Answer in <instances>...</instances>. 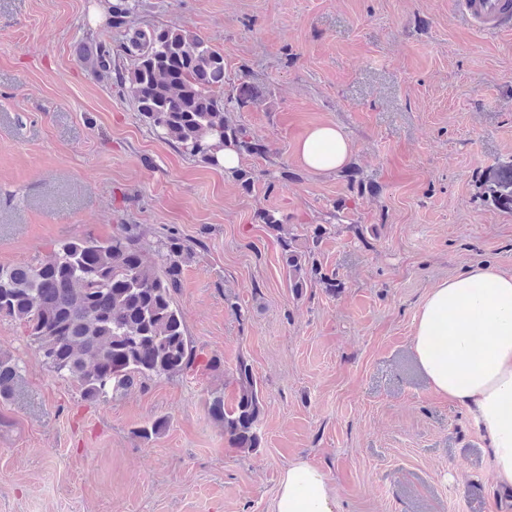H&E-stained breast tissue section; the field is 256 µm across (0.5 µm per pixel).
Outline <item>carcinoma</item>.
<instances>
[{"mask_svg":"<svg viewBox=\"0 0 512 512\" xmlns=\"http://www.w3.org/2000/svg\"><path fill=\"white\" fill-rule=\"evenodd\" d=\"M138 8L139 0H112L108 25L121 40L115 47L101 40L85 53L89 71L128 91L157 137L190 158L216 166L215 154L227 143L241 155L265 154L267 146L228 117L263 98L264 90L242 81L224 95V55L186 29L128 27ZM124 55L135 58L132 68L116 62ZM483 189L485 200L512 211V162L490 168ZM326 232L321 224L311 228L304 250L296 236H276L296 297L315 284L331 296L342 288L314 258ZM193 254L190 242L174 233L150 246L135 224L105 241H65L34 264L0 266V318L22 325L45 364L74 379L84 400L102 401L138 378H169L193 363L194 347L175 299ZM20 372L19 361L0 350L1 402L13 397ZM234 382V400L214 396L209 414L233 447L254 451L262 441L264 405L244 356Z\"/></svg>","mask_w":512,"mask_h":512,"instance_id":"obj_1","label":"carcinoma"}]
</instances>
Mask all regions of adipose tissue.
I'll use <instances>...</instances> for the list:
<instances>
[{"instance_id": "ef3b65f1", "label": "adipose tissue", "mask_w": 512, "mask_h": 512, "mask_svg": "<svg viewBox=\"0 0 512 512\" xmlns=\"http://www.w3.org/2000/svg\"><path fill=\"white\" fill-rule=\"evenodd\" d=\"M293 153L304 168L347 166L351 141L336 125L316 126ZM416 358L438 394L466 407L487 444L490 472L512 485V270L475 267L435 286L414 321ZM271 512H341L327 474L294 461L281 474Z\"/></svg>"}]
</instances>
